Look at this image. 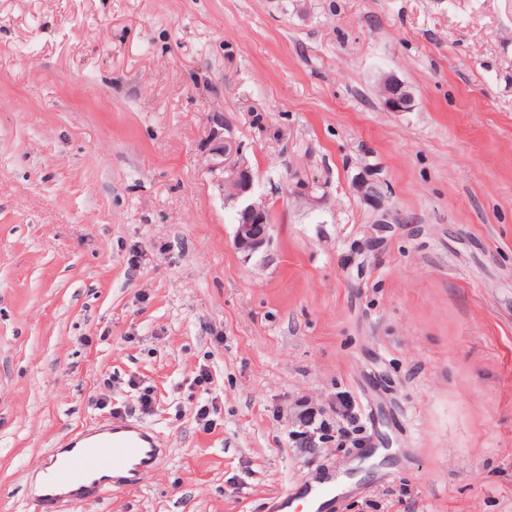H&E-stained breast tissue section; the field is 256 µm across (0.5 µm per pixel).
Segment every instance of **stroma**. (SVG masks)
Listing matches in <instances>:
<instances>
[{"label": "stroma", "instance_id": "35a3bbf8", "mask_svg": "<svg viewBox=\"0 0 512 512\" xmlns=\"http://www.w3.org/2000/svg\"><path fill=\"white\" fill-rule=\"evenodd\" d=\"M104 422L168 454L62 512H512V0H0V512ZM210 133L206 148L207 171L213 183L224 195V184L231 186V196L241 200L239 223L236 224L235 246L246 257L265 247L269 241L271 216L267 208L252 199L253 177L250 170L237 159L239 146L224 136V115L214 112L209 117ZM379 182L383 186V182L378 179H365L360 185V194L363 201L374 211V224H392L394 223L391 211L385 206L384 199L386 197L384 191L380 188ZM315 483V484H314ZM309 484L304 489L306 512H326L336 502V478H325Z\"/></svg>", "mask_w": 512, "mask_h": 512}]
</instances>
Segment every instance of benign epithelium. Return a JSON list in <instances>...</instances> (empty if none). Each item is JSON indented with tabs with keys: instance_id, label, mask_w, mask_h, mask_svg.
<instances>
[{
	"instance_id": "obj_1",
	"label": "benign epithelium",
	"mask_w": 512,
	"mask_h": 512,
	"mask_svg": "<svg viewBox=\"0 0 512 512\" xmlns=\"http://www.w3.org/2000/svg\"><path fill=\"white\" fill-rule=\"evenodd\" d=\"M210 133L206 148L207 171L219 190L231 186V196L241 201L239 223L236 224L235 246L247 256L265 247L269 241L270 222L267 208L252 199L253 177L250 170L237 159L239 146L224 136V114L215 112L209 117ZM380 179H365L360 185L363 201L374 211L376 224L394 223L391 211L385 206V193L379 186Z\"/></svg>"
}]
</instances>
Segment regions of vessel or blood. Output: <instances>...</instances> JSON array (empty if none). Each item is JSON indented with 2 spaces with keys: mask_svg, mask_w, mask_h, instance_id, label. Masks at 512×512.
I'll use <instances>...</instances> for the list:
<instances>
[{
  "mask_svg": "<svg viewBox=\"0 0 512 512\" xmlns=\"http://www.w3.org/2000/svg\"><path fill=\"white\" fill-rule=\"evenodd\" d=\"M166 453L139 424H101L67 435L54 449L35 488V512L101 498L112 486L136 485ZM306 512H326L336 501V481L326 478L304 489Z\"/></svg>",
  "mask_w": 512,
  "mask_h": 512,
  "instance_id": "1",
  "label": "vessel or blood"
}]
</instances>
